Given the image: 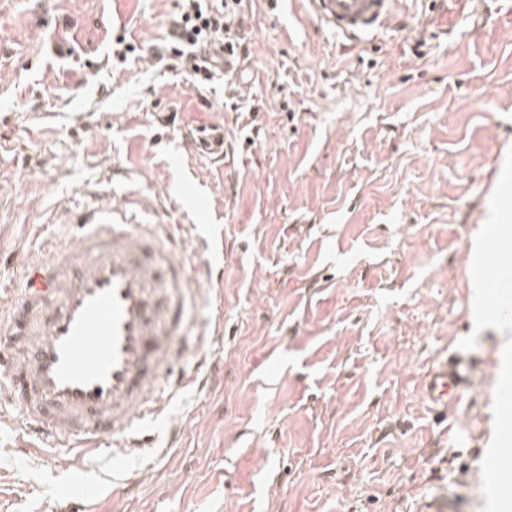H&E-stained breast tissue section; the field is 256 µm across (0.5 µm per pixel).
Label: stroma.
<instances>
[{"label": "stroma", "instance_id": "stroma-1", "mask_svg": "<svg viewBox=\"0 0 512 512\" xmlns=\"http://www.w3.org/2000/svg\"><path fill=\"white\" fill-rule=\"evenodd\" d=\"M173 0H0V282L82 210L223 231L224 333L129 473L29 455L0 411V512H512V328L477 324L471 235L512 186V0H427L353 40L308 0H245L247 47L200 89L155 48ZM134 61L107 66L113 35ZM224 128L227 158L191 138ZM474 382L440 421L431 366Z\"/></svg>", "mask_w": 512, "mask_h": 512}]
</instances>
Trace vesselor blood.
I'll return each mask as SVG.
<instances>
[{"mask_svg":"<svg viewBox=\"0 0 512 512\" xmlns=\"http://www.w3.org/2000/svg\"><path fill=\"white\" fill-rule=\"evenodd\" d=\"M311 3L336 30L366 34L387 25L393 0ZM194 145L223 154V127L199 131ZM77 224L75 240L50 242L48 257L27 263L21 293L0 288V407L18 406L26 431L52 447L102 452L118 466L142 420L197 382L176 366L184 353L204 354L210 335L187 348L179 339L193 284L220 278L218 245L200 236L185 249L120 207L86 210ZM471 383L455 351L430 370L424 395L444 407Z\"/></svg>","mask_w":512,"mask_h":512,"instance_id":"b4317fda","label":"vessel or blood"}]
</instances>
